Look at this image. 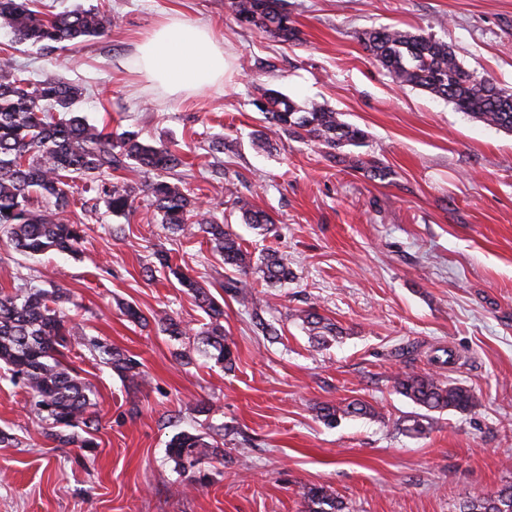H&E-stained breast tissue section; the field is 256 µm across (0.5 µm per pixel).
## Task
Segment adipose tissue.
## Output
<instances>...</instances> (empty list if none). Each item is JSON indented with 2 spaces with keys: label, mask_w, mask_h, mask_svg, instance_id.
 <instances>
[{
  "label": "adipose tissue",
  "mask_w": 512,
  "mask_h": 512,
  "mask_svg": "<svg viewBox=\"0 0 512 512\" xmlns=\"http://www.w3.org/2000/svg\"><path fill=\"white\" fill-rule=\"evenodd\" d=\"M137 64L171 93L201 91L223 80L229 63L211 31L172 17L137 47Z\"/></svg>",
  "instance_id": "1"
}]
</instances>
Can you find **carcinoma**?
I'll return each instance as SVG.
<instances>
[{
  "mask_svg": "<svg viewBox=\"0 0 512 512\" xmlns=\"http://www.w3.org/2000/svg\"><path fill=\"white\" fill-rule=\"evenodd\" d=\"M231 8L240 25L255 27L283 42L299 40L288 0H231ZM107 24L95 8L49 15L31 8L29 0H0V25L9 28L15 40L39 44L48 51L66 50L99 37ZM361 41L395 83L425 90L474 119L512 131V94L465 70L451 46L398 28L366 31ZM80 96L79 87L62 79L34 81L13 59L0 61V230L16 250L30 257L76 254L83 229L66 215L83 194L96 192L112 214L125 216L144 193L172 233H201L223 254L225 274L220 288L239 305L255 306L246 279L249 273L258 274L269 287L293 278L288 259L277 251L267 248L256 256L230 225L209 212H196L189 191L167 180L182 165L176 151L165 144L146 143L134 130L107 132L90 123L74 109ZM262 97L266 130L317 142L326 148L331 162L336 161V149L363 144L364 131L339 120L336 112L316 103L301 107L272 88L262 89ZM131 161L154 177L140 187L112 182V173ZM234 205L242 221L258 234L272 231L274 220L254 208L247 197L235 196ZM193 217L197 221H191ZM154 259L147 271L169 270L209 317V323L192 333L165 315L156 319L161 331L176 339H190L180 357L189 360L191 353L201 352L232 369L235 355L224 336V309L210 288L173 265L168 252L156 251ZM69 300V293L61 288L1 289L0 362L27 389L31 410L46 437L60 446L81 449L93 446V441L80 436L76 428L96 427L97 419L91 413L96 402L89 384L63 362L62 349L76 339L63 308ZM303 323L319 344L341 334L336 324L314 312L306 313ZM87 345L105 355L110 368L129 386L138 389L145 383L142 363L133 356L98 338L88 340ZM395 389L429 412H466L475 404L467 386L432 373L403 372L395 378ZM318 413L324 423L333 425L342 416L369 415L372 410L352 401L323 405ZM167 454L175 469L185 474L224 456V449L199 434L181 432L169 442ZM301 498L304 512H344L342 500L328 485L305 487ZM459 512H512V485L468 496Z\"/></svg>",
  "mask_w": 512,
  "mask_h": 512,
  "instance_id": "carcinoma-1",
  "label": "carcinoma"
}]
</instances>
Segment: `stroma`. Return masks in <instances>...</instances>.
<instances>
[{
	"mask_svg": "<svg viewBox=\"0 0 512 512\" xmlns=\"http://www.w3.org/2000/svg\"><path fill=\"white\" fill-rule=\"evenodd\" d=\"M39 3L97 6L111 22L105 36L51 54L0 27V49L33 79L79 86L75 108L97 126L177 149L202 211L249 250L277 249L294 278L280 288L254 281L252 310L224 298L228 371L198 354L182 360L184 342L154 320L165 313L194 329L208 320L174 277L146 276L154 251L212 284L224 258L202 236L172 234L146 196L120 217L98 197L73 207L85 230L74 255L30 259L0 234V288L69 290L78 338L68 360L99 421L94 447H61L44 436L25 387L0 377V431L13 437L0 444V512H302L300 492L313 484L331 486L346 512H457L471 494L512 484V131L397 86L360 40L389 27L429 36L512 93V0H288L300 31L288 43L237 24L231 0ZM172 16L223 40L234 66L222 83L173 96L135 66L137 44ZM265 88L338 112L365 131L363 144L340 148L336 163L322 145L282 134L255 148ZM231 185L275 219L274 236L242 224ZM125 304L147 324L123 315ZM309 310L342 336L314 343L301 321ZM85 336L142 362L146 385L128 387ZM411 370L470 387L476 406L429 413L424 434L405 433L419 408L393 382ZM352 400L374 416L319 418V406ZM183 431L223 444L204 484L167 456Z\"/></svg>",
	"mask_w": 512,
	"mask_h": 512,
	"instance_id": "1",
	"label": "stroma"
}]
</instances>
